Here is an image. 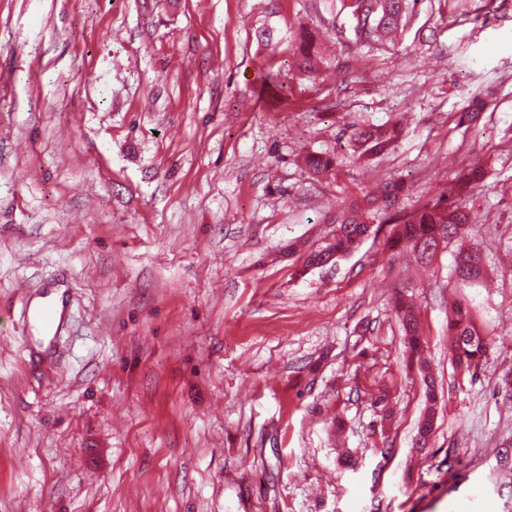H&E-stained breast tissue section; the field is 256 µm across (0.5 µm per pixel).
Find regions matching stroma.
I'll return each instance as SVG.
<instances>
[{
    "mask_svg": "<svg viewBox=\"0 0 512 512\" xmlns=\"http://www.w3.org/2000/svg\"><path fill=\"white\" fill-rule=\"evenodd\" d=\"M302 25L328 60L310 80ZM402 120L389 154L351 156L353 125ZM475 159L479 282L448 286L467 241L425 265L378 223L303 270L338 201L399 177L409 209ZM453 292L496 330L472 378ZM55 296L48 340L33 313ZM398 298L438 385L419 453ZM510 372L512 0H417L382 42L336 0H0V512H512ZM304 162L313 175L323 176L335 170L338 159L333 155L305 151Z\"/></svg>",
    "mask_w": 512,
    "mask_h": 512,
    "instance_id": "1",
    "label": "stroma"
}]
</instances>
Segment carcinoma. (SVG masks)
I'll return each instance as SVG.
<instances>
[{"instance_id":"obj_1","label":"carcinoma","mask_w":512,"mask_h":512,"mask_svg":"<svg viewBox=\"0 0 512 512\" xmlns=\"http://www.w3.org/2000/svg\"><path fill=\"white\" fill-rule=\"evenodd\" d=\"M340 10L347 11L355 22V31L362 39L381 35L396 37L407 9L408 0H339ZM323 64V57L301 40L295 69L302 76H317ZM485 111L479 97L472 99L466 111L458 116V124L468 128L480 121ZM400 137L397 126L368 125L355 130L349 139L352 151L362 159H374L394 149ZM305 165L315 176L326 175L335 170L338 159L324 153L305 152ZM487 176L486 169L478 162H471L456 169L451 178L452 192L442 193L438 198L419 205L409 212L399 209L401 199L408 193V186L402 180L385 182L379 192L363 196V202L343 201L336 204L333 235L316 250L306 253L303 267L319 268L351 254L361 240L368 235V220L376 219L381 224H394L392 247L406 240L413 244L417 256L432 262L441 245L456 236L459 229L470 226L473 216L468 200L481 187ZM482 274L481 248L473 244L461 253L454 267L457 280L475 281ZM395 315L408 338L410 356H416L421 349V335L418 318L413 306L398 301ZM448 338L452 340L453 362L456 367L468 373H475L487 356L492 344V332L476 326L471 317L470 307L463 298L453 296L448 302ZM423 374L426 407L420 420L416 438L426 448L433 434L437 416L438 396L434 378L425 373L424 362H419Z\"/></svg>"}]
</instances>
